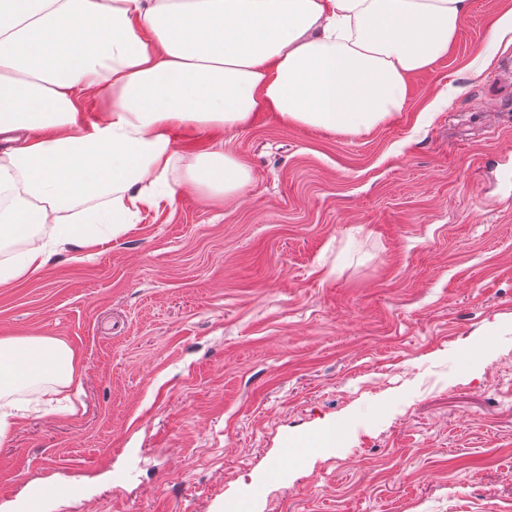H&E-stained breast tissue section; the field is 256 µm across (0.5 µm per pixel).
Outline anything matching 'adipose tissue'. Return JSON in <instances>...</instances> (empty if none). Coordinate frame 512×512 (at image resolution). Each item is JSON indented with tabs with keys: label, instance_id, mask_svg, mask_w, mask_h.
I'll use <instances>...</instances> for the list:
<instances>
[{
	"label": "adipose tissue",
	"instance_id": "1",
	"mask_svg": "<svg viewBox=\"0 0 512 512\" xmlns=\"http://www.w3.org/2000/svg\"><path fill=\"white\" fill-rule=\"evenodd\" d=\"M470 0H0V284L127 231L176 189L224 201L251 184L223 132L259 112L359 138L406 104ZM96 121L86 122L88 104ZM188 131L209 134L199 152ZM50 380L82 394L72 350L0 340V438Z\"/></svg>",
	"mask_w": 512,
	"mask_h": 512
}]
</instances>
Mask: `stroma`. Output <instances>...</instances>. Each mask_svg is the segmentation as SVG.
I'll list each match as a JSON object with an SVG mask.
<instances>
[{"label":"stroma","instance_id":"1","mask_svg":"<svg viewBox=\"0 0 512 512\" xmlns=\"http://www.w3.org/2000/svg\"><path fill=\"white\" fill-rule=\"evenodd\" d=\"M510 11L472 0L368 135L258 114L224 134L237 200L178 193L0 286V339L63 341L84 387L0 439V512L31 480L81 488L48 512H222L251 483L252 512H512Z\"/></svg>","mask_w":512,"mask_h":512}]
</instances>
